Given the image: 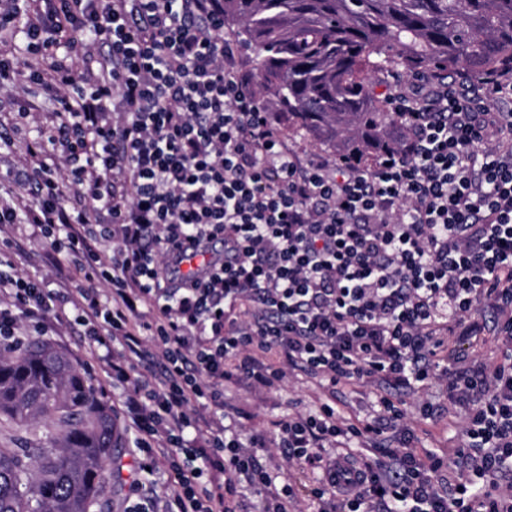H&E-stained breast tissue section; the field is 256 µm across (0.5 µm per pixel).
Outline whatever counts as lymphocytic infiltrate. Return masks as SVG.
<instances>
[{
    "mask_svg": "<svg viewBox=\"0 0 512 512\" xmlns=\"http://www.w3.org/2000/svg\"><path fill=\"white\" fill-rule=\"evenodd\" d=\"M11 2L0 32L28 57L0 52V87L45 86L55 107L0 184V343L24 316L40 336L82 328L127 389L116 411L143 466L171 463L165 512H247L244 480L265 512L302 495L318 512H512V113L490 108L512 78L397 91L393 149L304 165L233 64L224 0ZM20 222L82 283L17 275L4 232ZM216 241L222 257L181 275ZM489 330L504 347L479 365L466 347ZM278 360L332 390L443 381L466 406L456 474L409 447L356 459L353 440L404 418L383 396L370 420L326 403L282 422L296 474L275 484L264 436L226 431L224 382L273 386Z\"/></svg>",
    "mask_w": 512,
    "mask_h": 512,
    "instance_id": "obj_1",
    "label": "lymphocytic infiltrate"
}]
</instances>
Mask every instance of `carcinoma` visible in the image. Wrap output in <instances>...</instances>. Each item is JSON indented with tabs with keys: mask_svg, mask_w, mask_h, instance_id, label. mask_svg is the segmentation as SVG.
I'll return each instance as SVG.
<instances>
[{
	"mask_svg": "<svg viewBox=\"0 0 512 512\" xmlns=\"http://www.w3.org/2000/svg\"><path fill=\"white\" fill-rule=\"evenodd\" d=\"M224 25L260 57L268 106L365 162L394 145L396 125L370 75L479 76L512 61V0H224ZM0 420L45 432L0 443V512H105L107 465L124 440L66 351L39 339L0 348Z\"/></svg>",
	"mask_w": 512,
	"mask_h": 512,
	"instance_id": "cac0c4a2",
	"label": "carcinoma"
}]
</instances>
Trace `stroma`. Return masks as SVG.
I'll return each mask as SVG.
<instances>
[{"mask_svg":"<svg viewBox=\"0 0 512 512\" xmlns=\"http://www.w3.org/2000/svg\"><path fill=\"white\" fill-rule=\"evenodd\" d=\"M52 96V91L38 87L0 91L1 104L32 105L37 110L36 117L28 118L18 131L16 141L36 136L40 123L38 115L51 109ZM12 235L21 250L17 258L19 273L35 274L53 285H60L62 278L49 259L48 246L30 240L20 226L13 230ZM53 342L73 355L78 369L92 377L93 388L105 402L111 405L118 402L121 388L110 384L104 373L103 362L83 344L76 330L61 328ZM385 392L384 385L372 382L342 386L333 393L318 380L292 369L287 370L283 380L275 387L265 390H257L232 379L224 383V424L227 429L245 436L260 432L272 438L278 433L280 423L288 417L317 412L322 404L331 401L335 402L342 420L369 416L376 397ZM425 401L439 406L441 416L438 420L431 421L420 415L418 406ZM402 402L403 423L410 431L414 448L431 451L459 444L463 433V411L449 403L443 383L433 382L423 390L403 396ZM125 439L126 448L109 464L107 498L112 512H125L127 501L138 486L153 491L159 512H164L172 491L168 466L162 463L153 471L142 470L138 456L129 446L134 439L133 433H126Z\"/></svg>","mask_w":512,"mask_h":512,"instance_id":"stroma-1","label":"stroma"}]
</instances>
